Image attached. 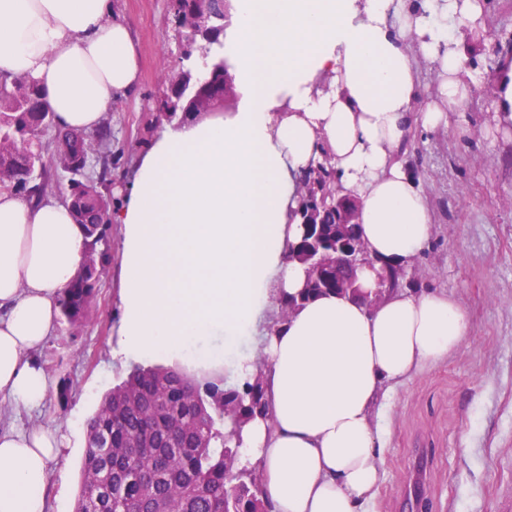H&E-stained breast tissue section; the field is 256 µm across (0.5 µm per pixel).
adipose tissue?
Listing matches in <instances>:
<instances>
[{
  "instance_id": "obj_1",
  "label": "adipose tissue",
  "mask_w": 512,
  "mask_h": 512,
  "mask_svg": "<svg viewBox=\"0 0 512 512\" xmlns=\"http://www.w3.org/2000/svg\"><path fill=\"white\" fill-rule=\"evenodd\" d=\"M486 0H234L219 49L241 103L229 117L163 125L120 208L122 315L113 359L177 362L240 385L263 371L270 419L244 428L239 466H258L272 512H362L381 480L389 393L472 335L458 299L397 290L374 307L329 293L263 340L244 341L306 268L297 183L329 152L377 266L416 258L433 216L394 154L415 124L463 111L470 87L457 31L483 26ZM414 50H407L402 32ZM437 65L434 99L414 111L418 61ZM139 50L112 0H0V75L34 79L56 125L96 135L113 98L134 90ZM68 204L0 190V404L41 409L50 378L34 359L57 329L81 267ZM224 339L230 358L202 352ZM55 431H0V512H46Z\"/></svg>"
}]
</instances>
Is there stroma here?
<instances>
[{
  "mask_svg": "<svg viewBox=\"0 0 512 512\" xmlns=\"http://www.w3.org/2000/svg\"><path fill=\"white\" fill-rule=\"evenodd\" d=\"M169 2L114 0L141 52L138 86L107 114L108 191L116 204L147 144L165 79L179 69L181 38ZM483 29L460 35L469 69L482 75L464 112L449 113L447 125L436 129H412L396 155L419 180L434 216L425 249L404 267L402 288L455 295L471 315L473 338L392 393L376 512H418L420 503L410 497L419 465L429 512H512V129L498 128L494 108L496 64L512 54V0H487ZM121 237V225H112L111 263L82 333L70 339L67 325L59 324L36 354L51 380L45 405L0 417V429L39 424L64 434V452L52 467L50 512H74L86 421L128 372L112 360L121 316Z\"/></svg>",
  "mask_w": 512,
  "mask_h": 512,
  "instance_id": "1",
  "label": "stroma"
}]
</instances>
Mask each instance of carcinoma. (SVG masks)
<instances>
[{"label": "carcinoma", "mask_w": 512, "mask_h": 512, "mask_svg": "<svg viewBox=\"0 0 512 512\" xmlns=\"http://www.w3.org/2000/svg\"><path fill=\"white\" fill-rule=\"evenodd\" d=\"M231 4L219 0H171V20L189 35L181 52L182 67L166 78L167 89L156 107L173 102L178 109L164 117L170 125L195 121L220 106L224 57L212 47L230 21ZM205 60L208 74H196ZM50 132L49 157L33 149L34 140ZM111 125L87 137L63 130L44 106L37 83L0 80V189L14 190L31 202L41 201L54 181L68 178V202L85 239L82 272L59 299L71 338L89 321L101 278L111 260L108 217L112 198L102 191L111 153ZM100 167L98 177L86 176ZM339 182L331 157L303 179L307 194L298 211H309L324 227L336 224L326 196ZM336 277L323 285L313 280L294 295L278 298L289 317L311 296L335 292ZM263 366L237 387L198 384L171 368L135 367L112 388L87 422L81 487L75 512H270L263 500L258 472L236 467L240 431L256 417L270 419Z\"/></svg>", "instance_id": "obj_1"}]
</instances>
